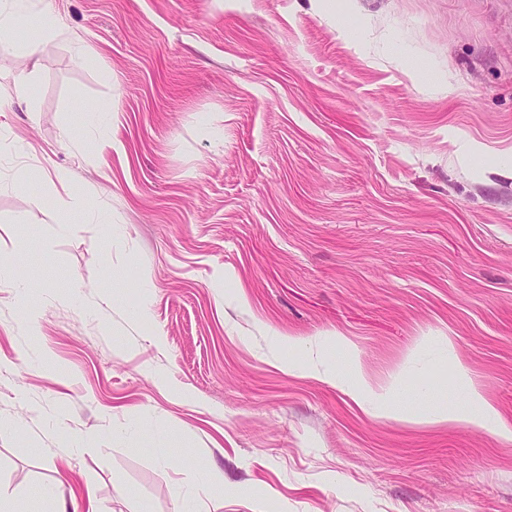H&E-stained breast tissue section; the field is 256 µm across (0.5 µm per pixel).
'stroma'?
I'll return each instance as SVG.
<instances>
[{"label":"stroma","mask_w":512,"mask_h":512,"mask_svg":"<svg viewBox=\"0 0 512 512\" xmlns=\"http://www.w3.org/2000/svg\"><path fill=\"white\" fill-rule=\"evenodd\" d=\"M51 2L0 44L32 82L0 94V258L38 271L0 283L15 512H512V438L312 367L419 413L464 368L512 427V0ZM43 7L39 12L40 26L34 30L31 44L33 45L39 38L48 37L55 34L58 27V20L53 13L51 4L48 1H41ZM355 384L350 392L352 398L363 408H373L378 413L398 414L396 405L400 385L396 383L373 384L360 369L353 372Z\"/></svg>","instance_id":"stroma-1"}]
</instances>
